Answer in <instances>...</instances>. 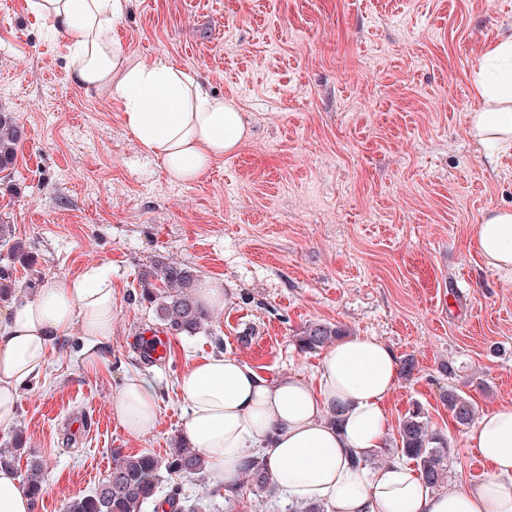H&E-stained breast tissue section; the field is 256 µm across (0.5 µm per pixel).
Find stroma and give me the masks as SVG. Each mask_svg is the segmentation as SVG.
I'll return each instance as SVG.
<instances>
[{"instance_id":"1","label":"stroma","mask_w":512,"mask_h":512,"mask_svg":"<svg viewBox=\"0 0 512 512\" xmlns=\"http://www.w3.org/2000/svg\"><path fill=\"white\" fill-rule=\"evenodd\" d=\"M116 34L132 61H171L234 98L251 135L200 180L171 181L122 103L70 79L64 36L24 0H0V112L26 134L0 172V223L27 254L0 248V270L24 288L102 264L119 296L98 368L80 331L54 341L0 430V446L22 431L44 462L35 512L94 490L113 449L165 456L186 419L176 381L202 356L315 382L321 355L295 342L312 321L413 359L385 404L391 424L421 405L452 449L449 481L484 479L442 396L463 392L480 413L512 405V274L470 245L489 210L512 209V149L467 132L482 106L475 73L512 36V0H128ZM154 260L223 281L224 306L214 335H166L165 360L148 364L138 349L161 325L138 278ZM134 374L159 386L157 427L143 437L112 413ZM181 486L192 498L210 490V512H288L277 494Z\"/></svg>"}]
</instances>
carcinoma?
<instances>
[{"instance_id": "carcinoma-1", "label": "carcinoma", "mask_w": 512, "mask_h": 512, "mask_svg": "<svg viewBox=\"0 0 512 512\" xmlns=\"http://www.w3.org/2000/svg\"><path fill=\"white\" fill-rule=\"evenodd\" d=\"M24 137V128L15 117L0 112V171L14 163L17 146ZM0 247L8 248L14 258L24 256V244L14 239L9 224H0ZM199 281L196 271L184 263L156 260L141 273L139 295L155 307V318L168 331L186 336L210 334L214 313L196 298ZM346 335V330L338 325L309 322L296 334V342L301 351L315 352ZM442 401L457 424L469 425L474 421L475 410L468 397L451 389L443 394ZM399 443L401 454L414 462L421 480L432 488L442 487L447 478L450 446L440 432L431 428L421 409L405 414L399 424ZM24 455L27 464L21 486L34 507L43 495L44 467L24 447L22 434H14L12 447L0 448V467L14 469ZM243 474L257 494H274L275 486L263 458L248 460ZM188 476L204 481L206 463L197 449L182 442H175L163 458L149 453L126 454L114 448L112 468L101 483L93 491L71 498L65 512H142L149 502L156 503L158 509L166 505L171 512H206L208 503L203 498L189 499L183 495L178 480ZM165 480L169 487L159 500L157 495Z\"/></svg>"}]
</instances>
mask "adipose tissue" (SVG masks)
Instances as JSON below:
<instances>
[{"instance_id": "obj_1", "label": "adipose tissue", "mask_w": 512, "mask_h": 512, "mask_svg": "<svg viewBox=\"0 0 512 512\" xmlns=\"http://www.w3.org/2000/svg\"><path fill=\"white\" fill-rule=\"evenodd\" d=\"M125 2L26 0V7L64 35L76 84L112 90L127 127L170 179L198 180L247 141L249 126L234 100L170 62L127 58L115 33ZM476 82L484 105L468 115L470 135L512 146V70L493 81L480 74ZM474 246L490 266L512 272V210L489 212ZM118 302L111 273L97 265L67 280L45 278L33 295H18L0 316V429L14 423L19 388L45 367L56 338L80 330L86 364L97 366ZM398 374L395 353L361 335L325 351L314 387L299 378H265L231 354L203 357L177 381L188 412L183 438L229 490L238 489L247 460L257 454L284 498L321 503L327 512H512L511 405L485 412L469 434L492 465L478 484L457 481L435 490L402 462L367 468L389 432L383 404ZM333 407L339 420L331 424L325 414ZM112 412L131 435H149L158 420L156 384L128 377Z\"/></svg>"}]
</instances>
